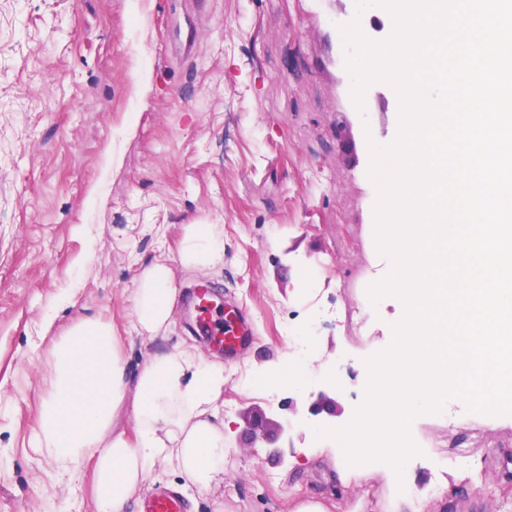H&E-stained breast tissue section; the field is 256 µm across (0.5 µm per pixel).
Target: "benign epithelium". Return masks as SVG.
I'll use <instances>...</instances> for the list:
<instances>
[{
    "label": "benign epithelium",
    "instance_id": "7a95c632",
    "mask_svg": "<svg viewBox=\"0 0 512 512\" xmlns=\"http://www.w3.org/2000/svg\"><path fill=\"white\" fill-rule=\"evenodd\" d=\"M285 414L276 418L261 408H249L241 412L243 427L240 433L242 445L253 448L256 444L270 449V455H280V448L288 433L290 419L306 418L311 421L334 422L344 413L339 395L332 387L299 392L280 401Z\"/></svg>",
    "mask_w": 512,
    "mask_h": 512
}]
</instances>
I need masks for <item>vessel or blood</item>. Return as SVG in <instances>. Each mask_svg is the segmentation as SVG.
Segmentation results:
<instances>
[{"instance_id":"obj_1","label":"vessel or blood","mask_w":512,"mask_h":512,"mask_svg":"<svg viewBox=\"0 0 512 512\" xmlns=\"http://www.w3.org/2000/svg\"><path fill=\"white\" fill-rule=\"evenodd\" d=\"M195 329L221 345L225 354H232L251 333V324L242 308L218 307L207 286L195 294ZM143 512H184L182 500L175 494L161 492L146 501Z\"/></svg>"}]
</instances>
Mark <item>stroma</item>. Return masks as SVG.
Wrapping results in <instances>:
<instances>
[{"instance_id": "obj_1", "label": "stroma", "mask_w": 512, "mask_h": 512, "mask_svg": "<svg viewBox=\"0 0 512 512\" xmlns=\"http://www.w3.org/2000/svg\"><path fill=\"white\" fill-rule=\"evenodd\" d=\"M390 17L356 0H0V512H96L93 459L72 483L30 446L44 366L72 322H111L133 370L146 353L186 344L218 356L192 331L186 298L167 337L132 328L135 278L175 252L185 224L223 225L224 267L209 285L253 329L224 362L236 452L223 482L184 491L187 512H294L306 501L385 512L380 470L340 491L334 461H307L313 427L290 433L279 462L239 435L241 410L279 411L263 386L288 376L286 330L304 329L320 307L363 306L371 335L323 323L310 377L319 387L335 369L350 410L365 398L366 359L390 346L402 317L397 297L367 303L339 282H376L390 269L369 231L377 189L366 144L390 145L399 129L391 85L372 83L355 106L339 27L359 19L382 42ZM190 21L199 34L186 56ZM138 73L149 77L143 95ZM109 152L119 168L107 167ZM456 409L452 425L437 413L414 418L426 446L408 481L428 512H512L476 491L512 467V414ZM459 444L473 449L470 473L437 472L432 458ZM436 480L445 493L432 499Z\"/></svg>"}]
</instances>
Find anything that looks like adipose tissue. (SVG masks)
Listing matches in <instances>:
<instances>
[{"label": "adipose tissue", "instance_id": "adipose-tissue-1", "mask_svg": "<svg viewBox=\"0 0 512 512\" xmlns=\"http://www.w3.org/2000/svg\"><path fill=\"white\" fill-rule=\"evenodd\" d=\"M224 265V227L183 225L177 252L136 278L134 328L165 337L181 294L178 272L210 276ZM48 392L33 445L76 478L93 457L97 512H132L168 465L202 489L224 479V362L198 347L151 354L128 374L110 323L85 319L58 336L44 369Z\"/></svg>", "mask_w": 512, "mask_h": 512}]
</instances>
